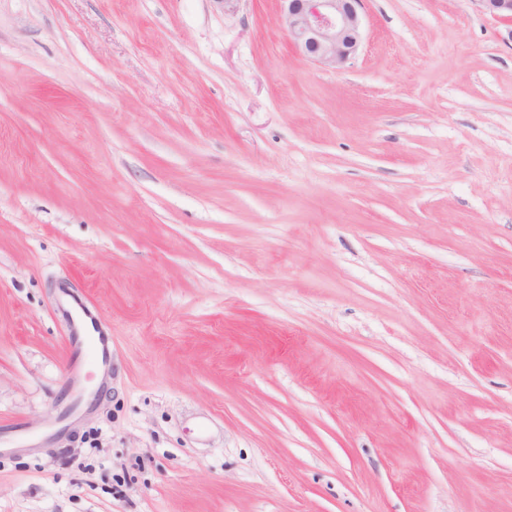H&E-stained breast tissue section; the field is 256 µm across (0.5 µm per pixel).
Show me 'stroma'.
Returning <instances> with one entry per match:
<instances>
[{
    "mask_svg": "<svg viewBox=\"0 0 512 512\" xmlns=\"http://www.w3.org/2000/svg\"><path fill=\"white\" fill-rule=\"evenodd\" d=\"M0 0V512H512V27ZM88 297L112 392L59 437ZM291 47L305 60L336 67L353 59L364 39V0H279Z\"/></svg>",
    "mask_w": 512,
    "mask_h": 512,
    "instance_id": "1",
    "label": "stroma"
}]
</instances>
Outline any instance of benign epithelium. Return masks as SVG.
Returning a JSON list of instances; mask_svg holds the SVG:
<instances>
[{
  "label": "benign epithelium",
  "instance_id": "obj_1",
  "mask_svg": "<svg viewBox=\"0 0 512 512\" xmlns=\"http://www.w3.org/2000/svg\"><path fill=\"white\" fill-rule=\"evenodd\" d=\"M280 19L291 47L305 60L335 67L353 59L364 39V0H280ZM477 8L512 24V0H471Z\"/></svg>",
  "mask_w": 512,
  "mask_h": 512
}]
</instances>
